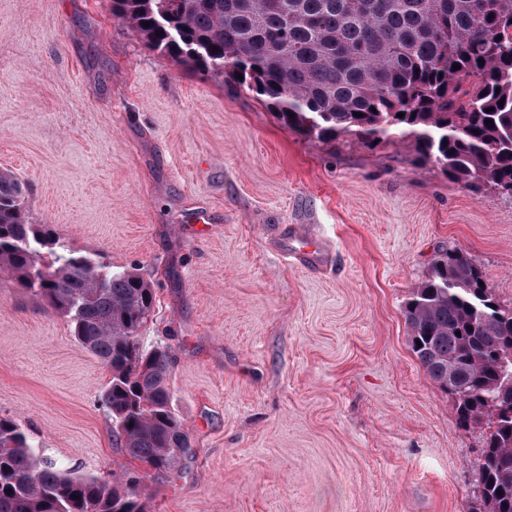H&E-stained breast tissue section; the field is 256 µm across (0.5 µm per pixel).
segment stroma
Here are the masks:
<instances>
[{
    "label": "stroma",
    "instance_id": "1",
    "mask_svg": "<svg viewBox=\"0 0 512 512\" xmlns=\"http://www.w3.org/2000/svg\"><path fill=\"white\" fill-rule=\"evenodd\" d=\"M0 171L34 223L150 283L144 341L171 351L191 443L160 471L116 447L108 368L0 273V415L59 464L145 475L147 512L474 504L483 434L426 374L404 309L443 249L512 306V202L395 145L289 130L149 48L112 0H0Z\"/></svg>",
    "mask_w": 512,
    "mask_h": 512
}]
</instances>
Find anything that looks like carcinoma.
Here are the masks:
<instances>
[{
    "label": "carcinoma",
    "instance_id": "cac0c4a2",
    "mask_svg": "<svg viewBox=\"0 0 512 512\" xmlns=\"http://www.w3.org/2000/svg\"><path fill=\"white\" fill-rule=\"evenodd\" d=\"M112 13L184 67L255 93L307 138L403 145L476 194L512 189V0H112ZM22 197L1 172L0 270L68 317L109 369L101 401L116 445L168 467L191 444L172 407L170 350L144 342L152 288L33 223ZM405 318L422 367L457 394L460 427L484 430L470 512H512V404L499 402L512 362L496 363L512 352V307L470 257L442 251ZM139 486L61 468L0 416V512H146Z\"/></svg>",
    "mask_w": 512,
    "mask_h": 512
}]
</instances>
